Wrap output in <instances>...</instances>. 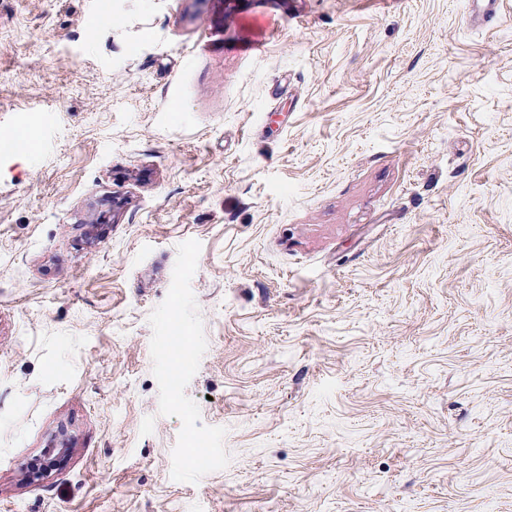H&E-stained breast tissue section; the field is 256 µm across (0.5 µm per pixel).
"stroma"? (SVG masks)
<instances>
[{"label": "stroma", "instance_id": "obj_1", "mask_svg": "<svg viewBox=\"0 0 512 512\" xmlns=\"http://www.w3.org/2000/svg\"><path fill=\"white\" fill-rule=\"evenodd\" d=\"M465 2L0 0V512H512V0ZM469 18L484 22L494 21L501 11V0H467Z\"/></svg>", "mask_w": 512, "mask_h": 512}]
</instances>
